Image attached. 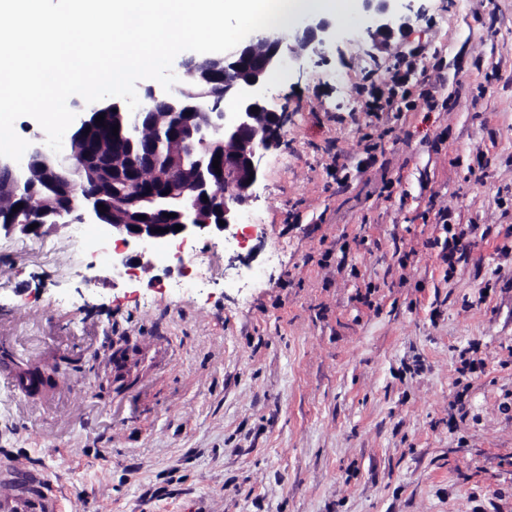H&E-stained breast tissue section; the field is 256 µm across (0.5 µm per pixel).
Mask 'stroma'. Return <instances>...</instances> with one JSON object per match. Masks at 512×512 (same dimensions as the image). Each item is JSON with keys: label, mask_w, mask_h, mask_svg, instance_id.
<instances>
[{"label": "stroma", "mask_w": 512, "mask_h": 512, "mask_svg": "<svg viewBox=\"0 0 512 512\" xmlns=\"http://www.w3.org/2000/svg\"><path fill=\"white\" fill-rule=\"evenodd\" d=\"M398 14L383 41L351 0L268 80L243 248L116 279L73 228L0 238V459L66 512H512V0Z\"/></svg>", "instance_id": "35a3bbf8"}]
</instances>
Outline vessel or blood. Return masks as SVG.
<instances>
[{"label": "vessel or blood", "instance_id": "b4317fda", "mask_svg": "<svg viewBox=\"0 0 512 512\" xmlns=\"http://www.w3.org/2000/svg\"><path fill=\"white\" fill-rule=\"evenodd\" d=\"M0 483L9 485L0 495V512H63L57 492L41 470L8 461L0 464Z\"/></svg>", "mask_w": 512, "mask_h": 512}]
</instances>
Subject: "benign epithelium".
Wrapping results in <instances>:
<instances>
[{
  "instance_id": "obj_1",
  "label": "benign epithelium",
  "mask_w": 512,
  "mask_h": 512,
  "mask_svg": "<svg viewBox=\"0 0 512 512\" xmlns=\"http://www.w3.org/2000/svg\"><path fill=\"white\" fill-rule=\"evenodd\" d=\"M366 11L377 23L376 35L387 38L398 22L393 0H362ZM322 19L307 25L295 40L300 48L284 49L280 40H262L257 49L255 40L243 41L232 50L205 58L211 71H221V88L199 94L189 93L172 85L170 90L149 86L135 111L127 105L112 103V124L129 134L141 125L155 123V113L147 111L152 104L161 105L174 119L175 136L182 149L162 171L156 172L152 186L138 185L136 171L112 164V206L102 213L91 202L75 176L90 169L96 162V149L80 148L84 129L96 124V112H86L69 136V151L60 155L46 144V137L30 146L16 162L0 157V174L20 186L27 180L30 169L38 165L54 183L69 185V201L46 213L48 220L34 229L31 222L15 219L1 224L0 231L10 234L20 230L24 235H40L44 228H66L72 224L98 226L107 238H116L122 250L112 254L111 267L128 268L151 254L153 247L166 241H186L210 235L224 238L239 224L240 210L253 199V188L262 173L261 151L278 142V131L286 123L288 113L268 109L263 90L271 72L288 54L298 60L302 51L318 43L319 33L328 29ZM231 106H226V103ZM258 112H252V108ZM220 159L216 173L213 160ZM208 201H203V198ZM154 216V223L142 224L130 219L132 210ZM176 218H168V214ZM225 225H220V222ZM183 229L176 232L174 226ZM164 232L159 233L157 229Z\"/></svg>"
}]
</instances>
